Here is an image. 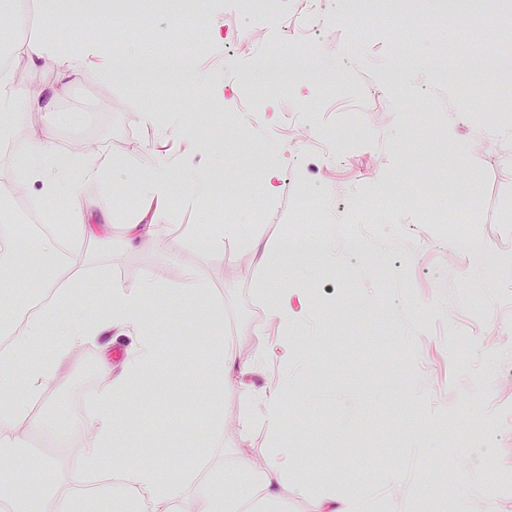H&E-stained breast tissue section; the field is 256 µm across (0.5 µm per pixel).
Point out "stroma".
Listing matches in <instances>:
<instances>
[{
	"label": "stroma",
	"instance_id": "35a3bbf8",
	"mask_svg": "<svg viewBox=\"0 0 512 512\" xmlns=\"http://www.w3.org/2000/svg\"><path fill=\"white\" fill-rule=\"evenodd\" d=\"M298 0H208L207 17L180 45L191 67L183 85L132 91L125 79L102 80L95 68L73 76L51 117L56 146L76 158L112 157L116 210L97 237H78L89 288L136 287L153 277L168 293L159 304V334L167 340L161 372L143 380L144 399L126 408L135 428L132 454L163 455L172 465L191 460L200 427L212 410L224 417L220 448L194 483L236 480L244 504L253 502L251 466L274 446L262 429L243 426L248 407L242 384L258 397L276 384L279 364L267 352L282 334L264 307V294L285 288L307 298V316L290 329L298 356L288 367L284 397L288 437L300 454L294 474L262 512H308L320 492L337 506L379 498L381 512L419 499L426 512H470L473 495L512 478V274L497 270L512 257V165L485 160L481 146L497 129L503 154L512 156V121L491 124L497 103L512 104V82L486 87L480 69L469 77L476 91L462 98L454 75L427 67L434 55L463 54L461 36L439 20L437 0L428 41L415 60L387 80L398 31L384 18L347 24V0H326L324 29L313 53L326 80L296 77L265 87L260 109L242 94L259 49L299 51L284 43L283 21ZM131 36L111 51L134 57L144 42L171 26L170 0H17L14 23L0 24V53L14 41L34 39L57 14L81 43L99 13ZM250 26V43L228 52L212 24ZM384 88L379 105L371 92ZM155 113L148 125L138 113ZM0 133V180L38 134L39 119L17 107ZM168 167L180 190L154 227L156 244L131 249L127 226L136 210L137 179ZM279 168L282 190L264 192V175ZM204 179L208 196L183 192ZM455 180L439 198L449 215L463 216L469 237L482 247L474 257L459 244L457 226L431 223L414 195ZM40 184L18 181L0 220L23 225L25 216L56 207ZM336 240L331 261L291 257L273 269L258 267L245 239L276 243L299 222ZM231 226L220 251L202 253L196 236ZM196 269L208 287L197 315L187 313L177 290L184 269ZM0 299V327L17 331L15 317L37 294L26 274L10 279ZM224 347L253 365L244 382L207 397L195 374L210 353L208 325ZM129 337L95 340L58 358L54 338L45 348L55 372L33 413L66 432L80 450L81 428L95 394L107 386L101 360L120 371Z\"/></svg>",
	"mask_w": 512,
	"mask_h": 512
}]
</instances>
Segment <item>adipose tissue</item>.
I'll use <instances>...</instances> for the list:
<instances>
[{"instance_id": "obj_1", "label": "adipose tissue", "mask_w": 512, "mask_h": 512, "mask_svg": "<svg viewBox=\"0 0 512 512\" xmlns=\"http://www.w3.org/2000/svg\"><path fill=\"white\" fill-rule=\"evenodd\" d=\"M69 20L58 15L41 38L21 40L11 47L10 55L25 60L31 71H38L46 54L56 58L54 79L42 81L38 89L28 84L0 85V112L14 111L25 105L43 123L28 144L18 165L19 180L39 183L44 194L74 202L72 219L84 223L90 212L109 216L115 198L104 191L96 199L82 201L78 192L81 182L95 181L111 174L113 161L108 157L75 160L55 145V132L46 119L54 112L61 98L65 81L82 71L93 58H100V75L111 79L113 61L101 58L96 40H88L77 50L70 49L58 33L67 28ZM140 207L129 226L131 241L150 239L153 226L162 219L169 207V182L166 171L160 170L143 177L138 189ZM86 279L73 265L60 267L51 282L52 293L40 310L29 317L12 345L0 351V447L22 448L24 431L47 430V420L32 415L31 405L45 391L54 373L52 363L35 360L32 350L47 332H54L60 355L68 353L95 336L131 333L133 349L127 354L120 373L104 367L109 377L108 387L99 394L96 405L85 422V439L81 450L67 461L63 476H56L38 465L24 481L10 479L0 483V504L8 512H76L83 503V488L89 474L101 471L107 451L126 447L133 436L131 424H120L119 411L130 400L140 397L144 374L162 367L164 359L159 349L156 324L148 308L165 294L152 279H145L136 288L114 289L103 310L94 317L78 319L68 315L66 308L74 294L83 291ZM288 387L287 376H280L275 389L260 401L259 421L276 441V447L257 472L256 498L273 495L275 488L296 464L294 449L289 448L282 414V395ZM119 481L114 490L128 497L138 495L147 502L151 512H186L183 503H190L187 512H241L239 488L234 484L213 483L188 495L190 479L185 469L167 470L156 459H123L118 463Z\"/></svg>"}]
</instances>
